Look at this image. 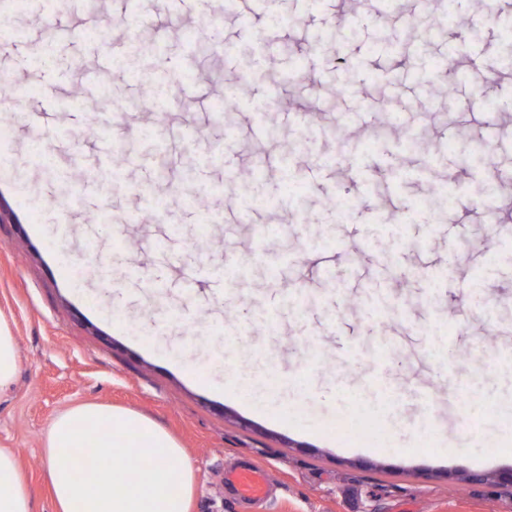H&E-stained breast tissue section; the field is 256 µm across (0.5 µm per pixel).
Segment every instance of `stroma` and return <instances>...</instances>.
Listing matches in <instances>:
<instances>
[{
	"label": "stroma",
	"instance_id": "1",
	"mask_svg": "<svg viewBox=\"0 0 512 512\" xmlns=\"http://www.w3.org/2000/svg\"><path fill=\"white\" fill-rule=\"evenodd\" d=\"M389 2L277 0L258 17L252 0H225L218 15L150 0L149 24L124 15L123 0L79 5L62 26L47 0L9 11L30 47L0 54V77L21 90L0 101V318L19 360L0 394V449L15 455L35 512H53L46 430L82 402L137 411L181 444L195 473L189 512H239L224 493L239 458L271 472L277 495L261 512H512V485L498 480L512 455L495 444L512 416V181L479 198L484 174L470 162L483 149L512 172V71L483 87L469 79L473 60L502 50L512 0H471L475 38L449 22L447 0H405L394 14ZM162 41L168 54L151 53ZM310 54L309 77H297ZM87 68L109 81L87 86ZM230 72L240 104L223 115ZM157 82L176 94L161 118L144 105ZM76 90L87 104L128 107L110 131L131 160L122 177L97 170L89 116L66 110ZM312 99L319 115L289 121ZM186 125L196 138L179 137ZM301 138L307 153L284 170V145ZM228 160L238 173L265 166L267 205L250 207L240 185L230 201L214 192ZM141 187L168 198L165 222ZM336 196L356 201L348 218L333 211ZM301 198L318 221L284 222ZM451 259L468 282L456 298L440 276ZM236 263L247 273L217 287ZM187 272L197 293L180 286ZM448 327L467 356L451 372L436 336ZM230 355L273 368L287 413L263 416L224 394ZM304 371L306 397L288 387ZM476 372L489 397L480 454L465 405L444 401ZM426 423L451 454L400 453Z\"/></svg>",
	"mask_w": 512,
	"mask_h": 512
}]
</instances>
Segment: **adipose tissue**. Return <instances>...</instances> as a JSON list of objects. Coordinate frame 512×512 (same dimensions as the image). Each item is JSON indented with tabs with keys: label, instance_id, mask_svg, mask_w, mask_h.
Returning a JSON list of instances; mask_svg holds the SVG:
<instances>
[{
	"label": "adipose tissue",
	"instance_id": "ef3b65f1",
	"mask_svg": "<svg viewBox=\"0 0 512 512\" xmlns=\"http://www.w3.org/2000/svg\"><path fill=\"white\" fill-rule=\"evenodd\" d=\"M89 436L107 456L79 453ZM43 457L54 512H187L194 472L178 441L130 409L80 403L60 413L46 434ZM0 512H34L14 454L0 449Z\"/></svg>",
	"mask_w": 512,
	"mask_h": 512
}]
</instances>
